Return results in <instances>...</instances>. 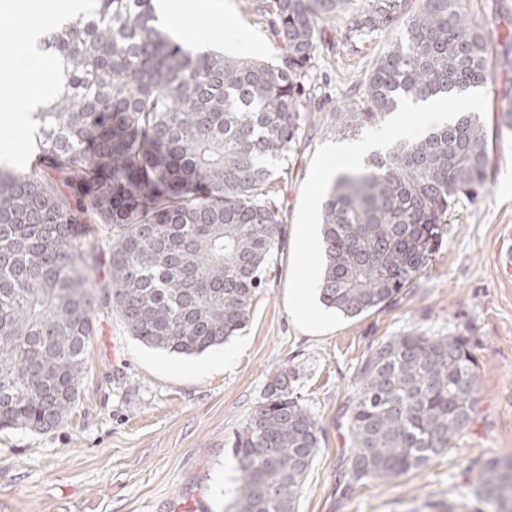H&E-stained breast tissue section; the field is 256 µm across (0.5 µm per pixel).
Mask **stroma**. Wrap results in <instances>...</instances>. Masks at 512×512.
Masks as SVG:
<instances>
[{
    "instance_id": "obj_1",
    "label": "stroma",
    "mask_w": 512,
    "mask_h": 512,
    "mask_svg": "<svg viewBox=\"0 0 512 512\" xmlns=\"http://www.w3.org/2000/svg\"><path fill=\"white\" fill-rule=\"evenodd\" d=\"M227 5L223 22L183 12L182 42L206 39L230 56L278 60L281 50L255 0ZM492 30L489 60L512 80V0H472ZM251 44L240 51L223 29ZM402 22L362 42L344 40L342 20L324 23L310 70L320 109L308 113L297 153L276 204L294 229L311 159L335 140L331 114L354 101L378 57L402 33ZM490 165L484 191L461 199L424 274L383 308L346 319L325 334L296 329L285 306L291 244L275 252L246 326L231 344L246 347L232 366L214 368L215 347L196 356L144 346L116 311H96L80 399L67 420L46 432L0 430V512H224L238 461L235 433L286 374L320 429V448L297 512H478L473 486L480 465L512 452V277L494 252L512 227V131L496 126L500 96L485 87ZM411 332L463 336L480 366L474 423L447 455L397 481L350 483L351 439L345 405L365 360L389 339Z\"/></svg>"
}]
</instances>
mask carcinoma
<instances>
[{"mask_svg":"<svg viewBox=\"0 0 512 512\" xmlns=\"http://www.w3.org/2000/svg\"><path fill=\"white\" fill-rule=\"evenodd\" d=\"M349 2L264 0L277 62L193 52L159 27L154 0H86L48 28L40 49L56 93L32 113L30 166H0V429L47 431L71 413L97 307L116 309L141 343L186 356L243 328L287 237L272 165L300 145L322 23L342 18L351 41L405 18L357 100L332 113L339 137L381 124L401 96L427 102L493 80L490 30L470 0ZM498 92L511 131L512 83ZM488 166L485 124L469 112L337 176L322 212V303L355 318L412 285ZM80 224L100 225L107 252ZM479 390L467 338L385 342L347 406L351 480L398 479L448 453ZM231 448L239 476L225 512H296L320 434L285 378ZM474 495L512 512V456L480 466Z\"/></svg>","mask_w":512,"mask_h":512,"instance_id":"obj_1","label":"carcinoma"}]
</instances>
